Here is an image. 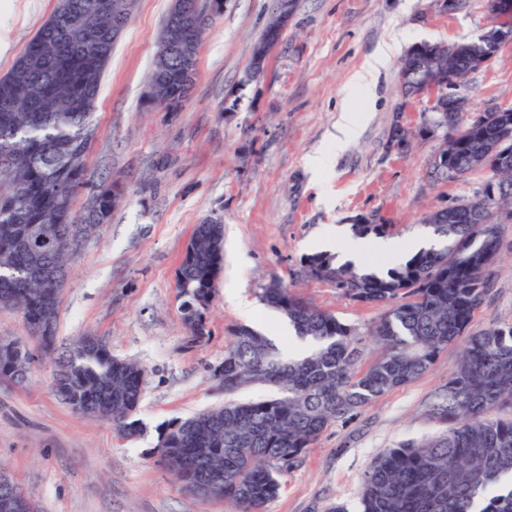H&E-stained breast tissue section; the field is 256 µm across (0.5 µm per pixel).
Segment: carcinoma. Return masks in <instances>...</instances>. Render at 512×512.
Listing matches in <instances>:
<instances>
[{
  "label": "carcinoma",
  "instance_id": "1",
  "mask_svg": "<svg viewBox=\"0 0 512 512\" xmlns=\"http://www.w3.org/2000/svg\"><path fill=\"white\" fill-rule=\"evenodd\" d=\"M98 0H58L25 51L0 76V308L21 312L35 346L54 364L55 393L90 418L105 409L124 438L141 431L133 418L142 392L143 368L112 355L105 341L87 334L68 346L57 344L60 288H42L28 273L31 257L17 238L28 224H46L59 242L86 224L109 223L124 193L118 179L88 186L83 157L94 135L89 119L103 73L112 57V11ZM212 17L202 10L178 17L168 11L163 34L185 43L157 56L148 83L151 104L179 112L197 72L204 33ZM281 24L272 12L252 45L249 66L261 45ZM479 35L446 44L413 46L400 62L401 89L416 95L442 85L448 73L462 79L483 68L500 45L512 39V16ZM466 83L458 104L434 112L422 130L442 132L439 149L448 164L432 169L437 180L455 181L488 171L483 191L430 212L424 224L446 240L441 249H422L385 275L335 266L322 253L303 256L308 272L332 282L354 303L384 308L372 336L382 354L363 370L354 329L335 315L310 305L280 281L262 289L260 299L279 311L310 349L288 360L270 338L249 326L233 331L224 354V390L262 384L279 396L228 402L170 425L152 455L169 466L176 459L198 482L184 486L196 498H222L239 512H265L278 496L279 476L295 468L334 421L352 419L385 393L428 371L448 345L463 339V350L431 414L444 431L420 442L388 448L371 462L361 487L362 512H512V326L470 331L475 311L492 284L500 251L499 222L493 215L512 202V108L481 112L469 108ZM29 99L25 112L12 105ZM37 164L11 166L16 156ZM90 187L92 206L75 209L77 192ZM498 196H493L491 187ZM360 238L391 234L376 221L353 225ZM78 254L60 246L45 265L65 274ZM224 266V224L207 218L194 226L177 271L176 288L187 310L194 340L208 335L207 312L214 281ZM34 357L16 358L0 346V380L23 387Z\"/></svg>",
  "mask_w": 512,
  "mask_h": 512
}]
</instances>
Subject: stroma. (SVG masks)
Here are the masks:
<instances>
[{
	"label": "stroma",
	"instance_id": "35a3bbf8",
	"mask_svg": "<svg viewBox=\"0 0 512 512\" xmlns=\"http://www.w3.org/2000/svg\"><path fill=\"white\" fill-rule=\"evenodd\" d=\"M57 0H0V75L24 51ZM171 0H136L105 72L93 115L87 178H121L123 201L69 267L58 339L91 333L112 355L145 369L132 439L73 411L52 390V365L37 359L22 389L0 387V469L41 512H236L219 498H195L150 451L168 425L236 400L272 396L266 386L225 392L224 352L242 324L276 334L283 320L260 299L278 278L311 305L355 328L361 365L379 349L370 336L382 311L352 303L309 274L304 255L361 216L391 225L390 242L430 237L426 213L470 197L491 179L479 172L436 183L429 177L438 135H419L429 103L403 96L398 57L417 42L446 43L493 24L487 0H464L453 14L436 0H295L294 12L264 72L247 76L249 50L271 0H227L206 31L197 79L184 109L147 106L143 93ZM396 56L370 89L351 86L380 46ZM473 107L512 108V41L471 75ZM236 102L235 111L224 105ZM359 130L336 141L340 109ZM408 143H391L395 127ZM224 224V269L207 314L208 339L194 341L176 288V271L195 224ZM501 254L493 289L472 330L512 325V211L500 208ZM449 345L430 369L387 392L351 420L332 423L303 462L280 477L266 512H361L372 459L406 441L443 431L429 412L460 356Z\"/></svg>",
	"mask_w": 512,
	"mask_h": 512
}]
</instances>
